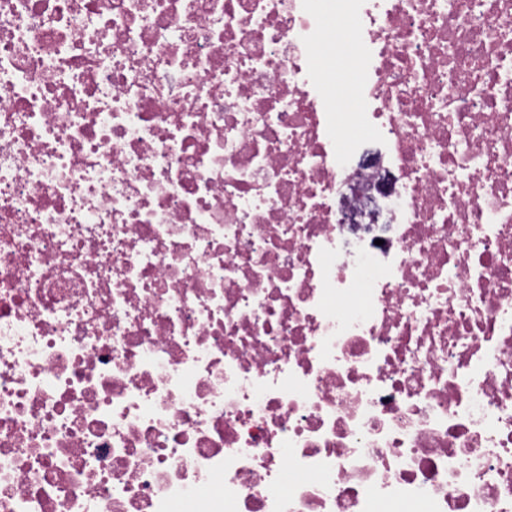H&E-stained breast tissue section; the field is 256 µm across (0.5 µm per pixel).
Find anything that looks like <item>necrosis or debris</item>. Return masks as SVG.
Instances as JSON below:
<instances>
[{
    "label": "necrosis or debris",
    "mask_w": 512,
    "mask_h": 512,
    "mask_svg": "<svg viewBox=\"0 0 512 512\" xmlns=\"http://www.w3.org/2000/svg\"><path fill=\"white\" fill-rule=\"evenodd\" d=\"M398 502L512 512V0H0V512ZM348 24L333 16L328 24V39L320 50L325 56L335 78L327 87L328 97L337 103L339 112H352L356 98L352 94L358 83L359 71L355 61V49L348 38Z\"/></svg>",
    "instance_id": "obj_1"
}]
</instances>
